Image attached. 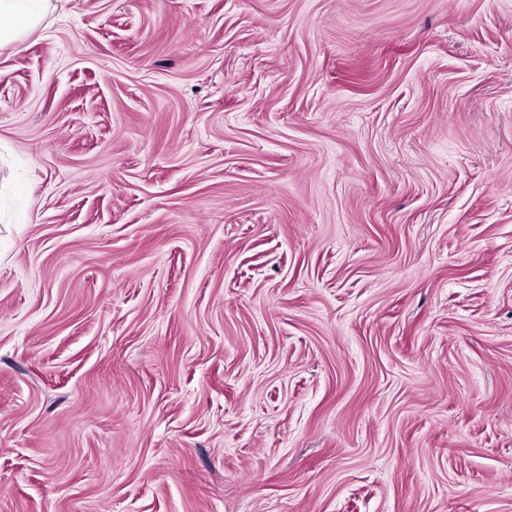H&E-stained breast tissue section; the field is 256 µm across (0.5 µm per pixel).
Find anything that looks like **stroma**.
Masks as SVG:
<instances>
[{"label": "stroma", "instance_id": "1", "mask_svg": "<svg viewBox=\"0 0 512 512\" xmlns=\"http://www.w3.org/2000/svg\"><path fill=\"white\" fill-rule=\"evenodd\" d=\"M0 512H512V0L1 47Z\"/></svg>", "mask_w": 512, "mask_h": 512}]
</instances>
